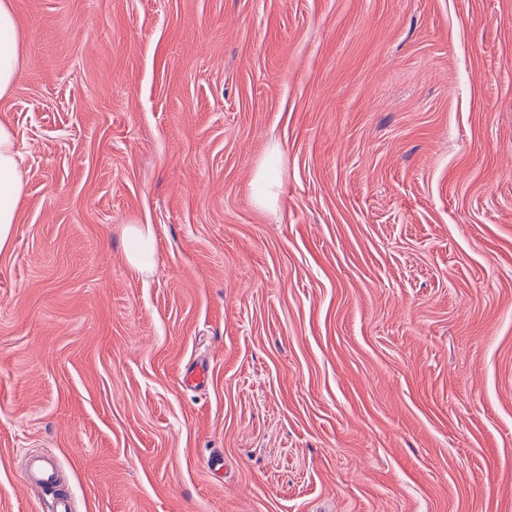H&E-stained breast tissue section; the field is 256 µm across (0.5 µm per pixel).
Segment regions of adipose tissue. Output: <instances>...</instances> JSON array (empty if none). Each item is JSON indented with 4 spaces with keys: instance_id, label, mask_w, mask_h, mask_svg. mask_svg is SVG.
<instances>
[{
    "instance_id": "ef3b65f1",
    "label": "adipose tissue",
    "mask_w": 512,
    "mask_h": 512,
    "mask_svg": "<svg viewBox=\"0 0 512 512\" xmlns=\"http://www.w3.org/2000/svg\"><path fill=\"white\" fill-rule=\"evenodd\" d=\"M23 36L17 25L12 0H0V99L14 90L23 65ZM26 173L12 127L0 123V251L12 240L13 227L22 201ZM125 256L137 270L155 264L154 238L150 227L130 224L124 233Z\"/></svg>"
}]
</instances>
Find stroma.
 Wrapping results in <instances>:
<instances>
[{
	"label": "stroma",
	"mask_w": 512,
	"mask_h": 512,
	"mask_svg": "<svg viewBox=\"0 0 512 512\" xmlns=\"http://www.w3.org/2000/svg\"><path fill=\"white\" fill-rule=\"evenodd\" d=\"M13 5L0 512H512V0ZM26 172L20 162V151L12 127L0 123V252L12 240L13 227L22 201ZM277 152L276 148L270 151L265 167L258 172L254 180L255 201L262 206L272 205L278 198L276 182L272 177V171L277 162ZM124 242L125 256L132 267L139 271H147L154 266V238L148 225H127L124 233ZM31 490L42 500L47 501L51 497V512H70V497L60 490L57 484V472L55 465L48 460H36L30 466Z\"/></svg>",
	"instance_id": "stroma-1"
}]
</instances>
